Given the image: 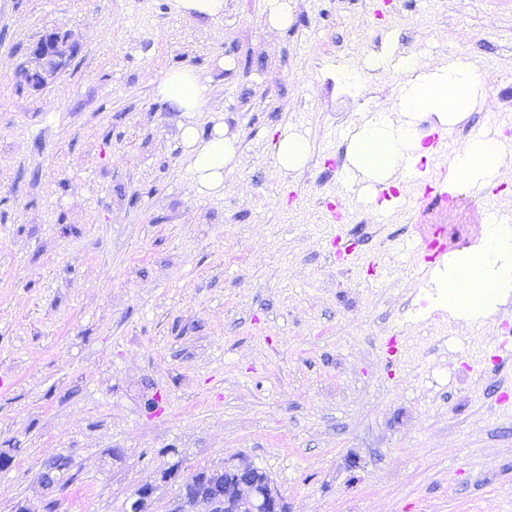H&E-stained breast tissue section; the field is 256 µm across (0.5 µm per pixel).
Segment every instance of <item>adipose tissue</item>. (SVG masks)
I'll use <instances>...</instances> for the list:
<instances>
[{"instance_id":"1","label":"adipose tissue","mask_w":512,"mask_h":512,"mask_svg":"<svg viewBox=\"0 0 512 512\" xmlns=\"http://www.w3.org/2000/svg\"><path fill=\"white\" fill-rule=\"evenodd\" d=\"M399 66L408 76L399 114L373 113L350 138L353 166L364 181L390 184L397 173L416 174L426 151L414 127L415 118L429 113L444 124L463 120L481 83L475 67L458 61L425 73L419 71L415 57L407 55ZM209 93L207 81L186 69L168 72L156 87L157 96L177 112L206 111ZM180 140L197 189L207 194L222 192L224 170L235 158L223 124L215 123L205 139L195 124L181 125ZM504 157L501 142L483 135L472 137L451 161V191L477 193L495 186ZM442 265L436 276L441 307L465 316L488 315L501 289L512 288V229L486 220L480 240L449 253Z\"/></svg>"}]
</instances>
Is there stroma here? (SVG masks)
Instances as JSON below:
<instances>
[{
	"instance_id": "35a3bbf8",
	"label": "stroma",
	"mask_w": 512,
	"mask_h": 512,
	"mask_svg": "<svg viewBox=\"0 0 512 512\" xmlns=\"http://www.w3.org/2000/svg\"><path fill=\"white\" fill-rule=\"evenodd\" d=\"M289 8L275 29L267 0H224L214 20L174 0H0V512H122L147 482L170 512L169 465L241 458L288 512H512V362L491 361L512 301L483 322L418 310L433 277L414 178L387 207L362 194L324 220L353 120L399 110L402 56L481 70L449 149L502 139L512 0ZM63 25L79 48L62 74L19 86L30 43ZM178 68L208 80L207 111L159 100ZM216 120L236 157L203 194L178 126ZM286 131L309 146L290 174L274 157ZM61 455L66 483L45 489Z\"/></svg>"
}]
</instances>
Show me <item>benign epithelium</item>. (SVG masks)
Instances as JSON below:
<instances>
[{"instance_id": "7a95c632", "label": "benign epithelium", "mask_w": 512, "mask_h": 512, "mask_svg": "<svg viewBox=\"0 0 512 512\" xmlns=\"http://www.w3.org/2000/svg\"><path fill=\"white\" fill-rule=\"evenodd\" d=\"M76 51L72 30L64 26L48 28L32 42L27 61L15 72L16 81L34 90L44 89L57 80ZM251 469L248 462H241L234 489L206 499V512H238L236 507L245 502L249 512H287L284 498L270 485L259 491V498H254Z\"/></svg>"}]
</instances>
